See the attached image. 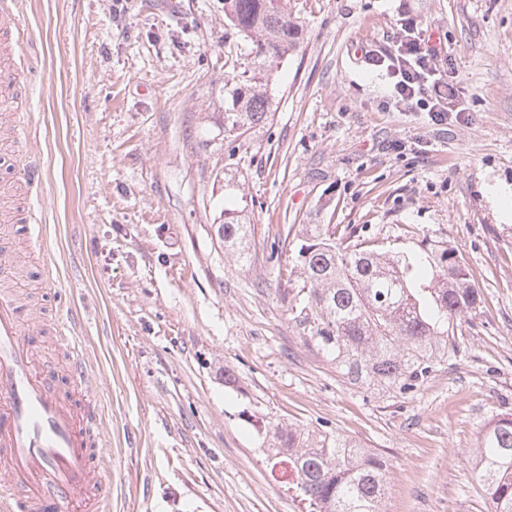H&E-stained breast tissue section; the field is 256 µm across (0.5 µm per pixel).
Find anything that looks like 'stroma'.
Segmentation results:
<instances>
[{
    "mask_svg": "<svg viewBox=\"0 0 512 512\" xmlns=\"http://www.w3.org/2000/svg\"><path fill=\"white\" fill-rule=\"evenodd\" d=\"M18 10L44 74L23 95L46 226L19 249L49 252L57 276L22 286L51 317L77 316L108 512H303L248 414L385 454L387 512H487L467 452L512 413V0H288L299 44L269 87V123L234 148L224 84L246 43L222 0ZM407 22L441 39L459 80L446 124L386 109L388 81L364 63ZM231 204L254 226L247 267L214 234ZM287 224L461 252L483 302L418 391L351 384L302 341Z\"/></svg>",
    "mask_w": 512,
    "mask_h": 512,
    "instance_id": "obj_1",
    "label": "stroma"
}]
</instances>
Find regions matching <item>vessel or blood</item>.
Instances as JSON below:
<instances>
[{
	"label": "vessel or blood",
	"mask_w": 512,
	"mask_h": 512,
	"mask_svg": "<svg viewBox=\"0 0 512 512\" xmlns=\"http://www.w3.org/2000/svg\"><path fill=\"white\" fill-rule=\"evenodd\" d=\"M0 36L30 41L17 15L0 6ZM34 66L0 60V99L27 86ZM15 260L0 256V512H103L106 486L98 478L102 436L94 430L92 375L73 336L58 319L56 343L69 352L67 372L78 397L63 393L38 361L42 320L9 288Z\"/></svg>",
	"instance_id": "b4317fda"
}]
</instances>
